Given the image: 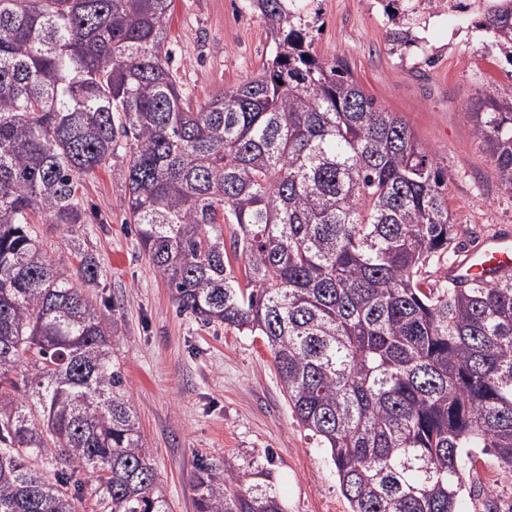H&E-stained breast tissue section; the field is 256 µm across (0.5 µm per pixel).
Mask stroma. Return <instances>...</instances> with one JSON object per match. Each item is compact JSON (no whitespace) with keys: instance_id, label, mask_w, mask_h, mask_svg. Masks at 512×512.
<instances>
[{"instance_id":"stroma-1","label":"stroma","mask_w":512,"mask_h":512,"mask_svg":"<svg viewBox=\"0 0 512 512\" xmlns=\"http://www.w3.org/2000/svg\"><path fill=\"white\" fill-rule=\"evenodd\" d=\"M307 20L318 57L346 67L448 169V207L462 240L512 226V193L468 119L485 96L512 98V65L490 35L451 8L418 29L416 46L396 49L380 0H311ZM167 46L186 101L196 106L258 73L271 39L244 0H175ZM128 161L118 142L109 166L80 180L87 223L37 230L57 266L77 265L75 239L100 263L91 295L117 326L112 358L169 512H196L198 464L227 458L246 471L270 467L285 512H349L329 454L294 418L263 338L178 311L126 222ZM497 468L491 452L472 449L458 512H484L489 500L499 512L512 507V477L488 482Z\"/></svg>"}]
</instances>
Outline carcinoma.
<instances>
[{
  "label": "carcinoma",
  "mask_w": 512,
  "mask_h": 512,
  "mask_svg": "<svg viewBox=\"0 0 512 512\" xmlns=\"http://www.w3.org/2000/svg\"><path fill=\"white\" fill-rule=\"evenodd\" d=\"M175 0H0V512H167L87 295L32 224H85L77 180L123 140L126 213L177 308L264 339L350 512H457L465 448L512 474V274L448 280V173L311 52L307 0H249L273 49L194 108L164 52ZM512 64V0H460ZM414 10L394 7L392 44ZM512 191V99L469 113ZM229 239H224V229ZM242 260L237 275L231 260ZM25 365L19 377L10 372ZM270 472L201 462L196 512H285Z\"/></svg>",
  "instance_id": "1"
}]
</instances>
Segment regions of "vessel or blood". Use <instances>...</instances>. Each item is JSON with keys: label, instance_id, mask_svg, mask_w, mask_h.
<instances>
[{"label": "vessel or blood", "instance_id": "b4317fda", "mask_svg": "<svg viewBox=\"0 0 512 512\" xmlns=\"http://www.w3.org/2000/svg\"><path fill=\"white\" fill-rule=\"evenodd\" d=\"M512 271V231L505 229L481 241L448 267L453 280L472 278L494 280Z\"/></svg>", "mask_w": 512, "mask_h": 512}]
</instances>
